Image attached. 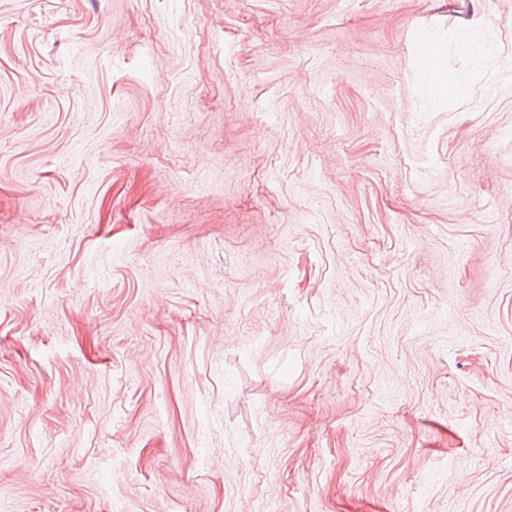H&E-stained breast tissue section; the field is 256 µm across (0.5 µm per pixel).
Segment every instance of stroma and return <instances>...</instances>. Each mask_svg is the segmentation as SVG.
<instances>
[{"label": "stroma", "mask_w": 512, "mask_h": 512, "mask_svg": "<svg viewBox=\"0 0 512 512\" xmlns=\"http://www.w3.org/2000/svg\"><path fill=\"white\" fill-rule=\"evenodd\" d=\"M269 501L512 512V0H0V512ZM428 54L421 63V76L430 94L435 98L447 99L448 96L460 97L466 93L465 87L454 83L443 66V51L436 44L426 45Z\"/></svg>", "instance_id": "35a3bbf8"}]
</instances>
